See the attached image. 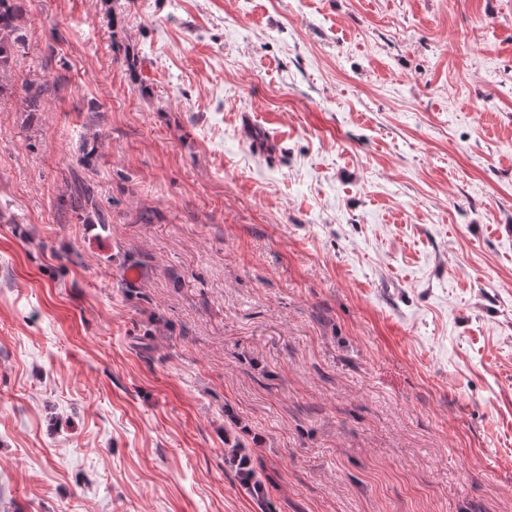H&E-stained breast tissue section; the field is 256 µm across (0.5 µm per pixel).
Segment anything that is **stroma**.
<instances>
[{
    "label": "stroma",
    "mask_w": 512,
    "mask_h": 512,
    "mask_svg": "<svg viewBox=\"0 0 512 512\" xmlns=\"http://www.w3.org/2000/svg\"><path fill=\"white\" fill-rule=\"evenodd\" d=\"M21 6L0 512H512V0Z\"/></svg>",
    "instance_id": "35a3bbf8"
}]
</instances>
